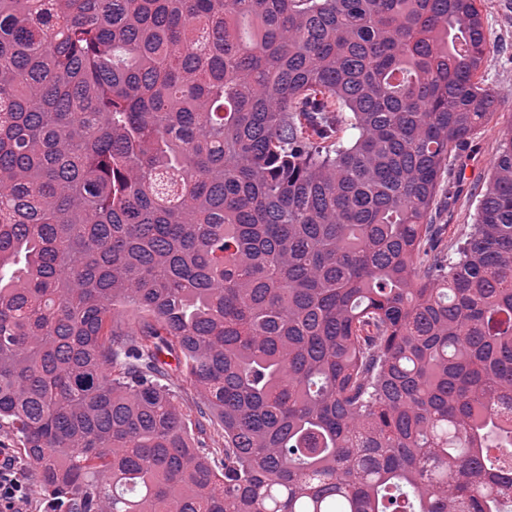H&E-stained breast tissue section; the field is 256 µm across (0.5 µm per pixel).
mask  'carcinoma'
<instances>
[{
    "label": "carcinoma",
    "mask_w": 512,
    "mask_h": 512,
    "mask_svg": "<svg viewBox=\"0 0 512 512\" xmlns=\"http://www.w3.org/2000/svg\"><path fill=\"white\" fill-rule=\"evenodd\" d=\"M487 4L0 0V429L49 512H512V123L457 259L431 223Z\"/></svg>",
    "instance_id": "obj_1"
}]
</instances>
